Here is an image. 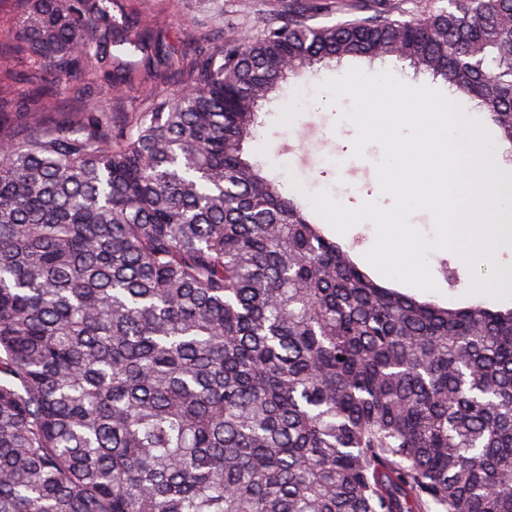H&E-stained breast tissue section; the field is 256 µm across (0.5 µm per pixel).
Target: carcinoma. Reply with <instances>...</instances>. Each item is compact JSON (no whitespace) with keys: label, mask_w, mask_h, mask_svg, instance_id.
<instances>
[{"label":"carcinoma","mask_w":512,"mask_h":512,"mask_svg":"<svg viewBox=\"0 0 512 512\" xmlns=\"http://www.w3.org/2000/svg\"><path fill=\"white\" fill-rule=\"evenodd\" d=\"M15 48L82 112L0 107V512H512V308L387 287L244 158L326 61L394 57L512 144V0H281L164 58L112 116L114 0H22ZM179 81V78H175L166 84L153 83L146 77L142 64H139L131 71L127 83L122 85L120 91L112 96V112H118L123 119L126 115H134L135 112L140 111L144 99L149 93L172 95L181 91L183 86Z\"/></svg>","instance_id":"cac0c4a2"}]
</instances>
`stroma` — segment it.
<instances>
[{"label": "stroma", "instance_id": "1", "mask_svg": "<svg viewBox=\"0 0 512 512\" xmlns=\"http://www.w3.org/2000/svg\"><path fill=\"white\" fill-rule=\"evenodd\" d=\"M222 11H215L211 0H117L119 9L128 15L156 21L164 48L173 53L191 52L197 34L210 36V46L222 39L254 28L259 19H272L277 13V0H220ZM0 71L6 80L0 81V96L15 104L26 102L33 85L29 58L19 53L0 54ZM330 68L321 66L304 79L292 82L279 101L259 112L257 135L249 145L252 161L271 177L277 178L285 194L296 195L298 189L313 192L330 190L333 198L346 206L355 207L365 200L391 206V197L381 195L374 163L381 158L378 145H369L364 158L352 155L355 127L337 123L338 110L324 102L312 101L298 107L299 96L309 94L325 79L331 78ZM179 80L153 83L144 68L131 71L120 91L112 98V109L119 116L140 111L149 93L174 94L181 91ZM430 268L439 286L429 293V300L443 306L463 307L479 302L471 293L473 275H488L489 263L469 267L454 253L442 252L432 257Z\"/></svg>", "mask_w": 512, "mask_h": 512}]
</instances>
